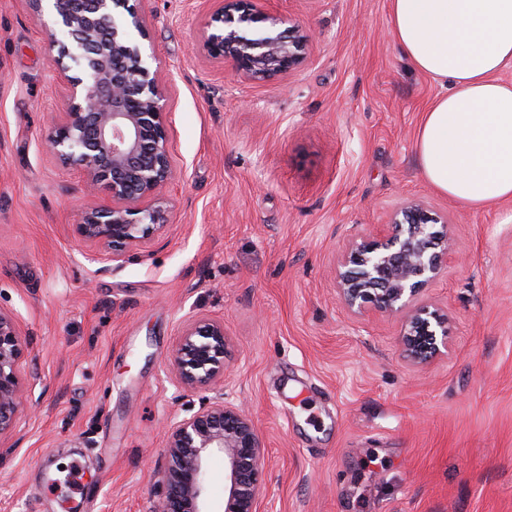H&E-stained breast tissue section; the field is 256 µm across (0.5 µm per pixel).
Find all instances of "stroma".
I'll return each mask as SVG.
<instances>
[{
  "mask_svg": "<svg viewBox=\"0 0 512 512\" xmlns=\"http://www.w3.org/2000/svg\"><path fill=\"white\" fill-rule=\"evenodd\" d=\"M316 35L261 85L197 49L212 0H139L177 179L170 220L120 256L74 226L99 197L48 144L68 86L49 13L0 0V310L38 378L0 440V512H145L168 431L205 392L168 363L224 323V378L265 445L263 512H512V201L474 209L422 178L439 87L388 33L387 0H264ZM446 215L453 250L418 301L448 318L424 363L401 316L341 303L336 265L401 200Z\"/></svg>",
  "mask_w": 512,
  "mask_h": 512,
  "instance_id": "1",
  "label": "stroma"
}]
</instances>
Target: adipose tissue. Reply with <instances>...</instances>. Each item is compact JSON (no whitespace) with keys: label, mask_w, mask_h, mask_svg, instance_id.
<instances>
[{"label":"adipose tissue","mask_w":512,"mask_h":512,"mask_svg":"<svg viewBox=\"0 0 512 512\" xmlns=\"http://www.w3.org/2000/svg\"><path fill=\"white\" fill-rule=\"evenodd\" d=\"M388 32L442 88L417 129L423 179L472 208L512 200V0H388Z\"/></svg>","instance_id":"adipose-tissue-1"}]
</instances>
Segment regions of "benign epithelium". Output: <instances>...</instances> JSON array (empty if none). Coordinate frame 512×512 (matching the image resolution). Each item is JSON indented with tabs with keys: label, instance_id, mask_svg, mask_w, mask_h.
Here are the masks:
<instances>
[{
	"label": "benign epithelium",
	"instance_id": "benign-epithelium-1",
	"mask_svg": "<svg viewBox=\"0 0 512 512\" xmlns=\"http://www.w3.org/2000/svg\"><path fill=\"white\" fill-rule=\"evenodd\" d=\"M52 58L69 87V103L54 122L50 147L83 174V192L105 202L83 212L78 237L119 256L152 239L169 222L164 189L177 178L169 113L151 73L143 14L133 0H49ZM199 50L232 66L241 81L260 85L310 59L313 34L265 9L260 0H213ZM389 230L349 244L336 267L339 296L355 314H400L406 357L425 362L448 339V318L416 303L452 250L447 220L420 199L389 214ZM224 322L197 319L183 331L170 365L186 390L214 393L196 412L173 423L147 512H210L208 463L224 456V512H259L265 446L248 415L224 399ZM23 345L12 315L0 311V438L10 433L23 398L37 379L19 369Z\"/></svg>",
	"mask_w": 512,
	"mask_h": 512
}]
</instances>
